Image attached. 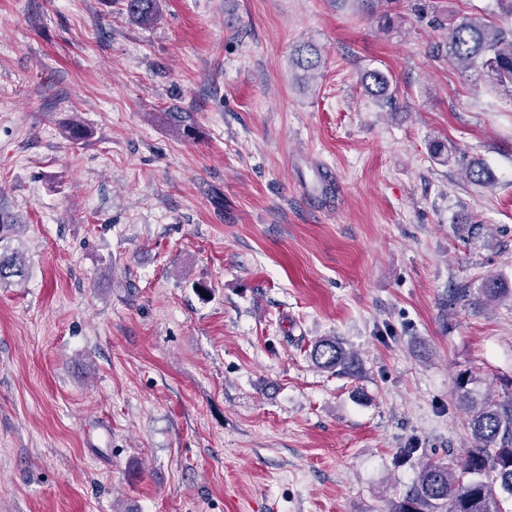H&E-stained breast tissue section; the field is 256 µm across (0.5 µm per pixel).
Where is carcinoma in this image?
<instances>
[{"mask_svg": "<svg viewBox=\"0 0 512 512\" xmlns=\"http://www.w3.org/2000/svg\"><path fill=\"white\" fill-rule=\"evenodd\" d=\"M129 14L142 21L153 19L157 0H127ZM448 58L465 69H480L491 81L508 88L512 97V29L463 16L448 28ZM294 67L307 78L321 67V56L311 45L295 50ZM366 93L383 104L391 103L396 86L389 77L370 70L361 77ZM467 180L479 187L493 184L492 175L481 163L465 167ZM18 220L0 211V288L25 276L26 257L10 247ZM310 357L320 368L356 377L362 371L358 356L336 336L318 340ZM459 404L467 414L472 444L460 461L428 459L416 482L404 495L390 503L387 512H505L500 494L512 497V398L474 400L466 385H459Z\"/></svg>", "mask_w": 512, "mask_h": 512, "instance_id": "cac0c4a2", "label": "carcinoma"}]
</instances>
